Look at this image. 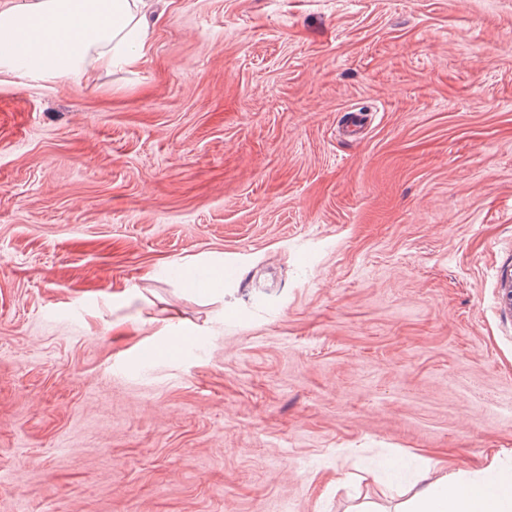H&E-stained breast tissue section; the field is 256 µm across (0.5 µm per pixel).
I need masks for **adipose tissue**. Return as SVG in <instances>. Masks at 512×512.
<instances>
[{
  "label": "adipose tissue",
  "mask_w": 512,
  "mask_h": 512,
  "mask_svg": "<svg viewBox=\"0 0 512 512\" xmlns=\"http://www.w3.org/2000/svg\"><path fill=\"white\" fill-rule=\"evenodd\" d=\"M157 0H0V76L87 82L91 70L148 60ZM403 512H512V479L496 461L463 479L421 477Z\"/></svg>",
  "instance_id": "ef3b65f1"
}]
</instances>
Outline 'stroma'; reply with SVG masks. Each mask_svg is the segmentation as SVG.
Returning a JSON list of instances; mask_svg holds the SVG:
<instances>
[{"instance_id": "stroma-1", "label": "stroma", "mask_w": 512, "mask_h": 512, "mask_svg": "<svg viewBox=\"0 0 512 512\" xmlns=\"http://www.w3.org/2000/svg\"><path fill=\"white\" fill-rule=\"evenodd\" d=\"M157 11L137 71L0 77V512L511 474L512 0Z\"/></svg>"}]
</instances>
